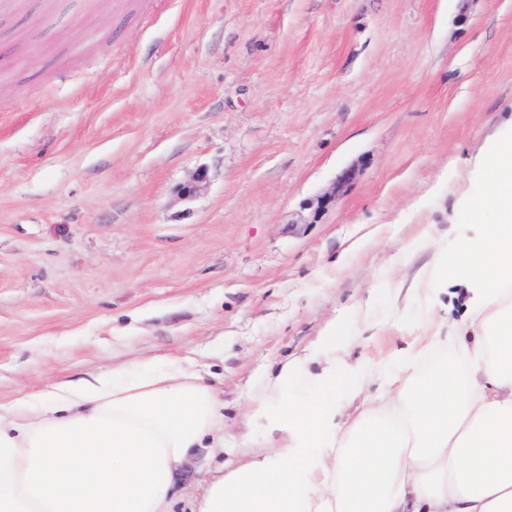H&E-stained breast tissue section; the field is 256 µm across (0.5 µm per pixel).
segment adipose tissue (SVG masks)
I'll return each mask as SVG.
<instances>
[{
  "label": "adipose tissue",
  "mask_w": 512,
  "mask_h": 512,
  "mask_svg": "<svg viewBox=\"0 0 512 512\" xmlns=\"http://www.w3.org/2000/svg\"><path fill=\"white\" fill-rule=\"evenodd\" d=\"M480 226L439 250L411 292L450 287L471 309L429 324L381 368L337 363L335 345L280 365L252 422L274 445L244 448L193 512H512V136L493 151ZM312 397L301 398L304 365ZM377 395H363L367 379ZM360 400L356 415L346 402ZM224 443L215 388L178 363L116 367L0 404V512H173L196 448Z\"/></svg>",
  "instance_id": "ef3b65f1"
}]
</instances>
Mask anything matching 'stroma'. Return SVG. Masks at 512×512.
Wrapping results in <instances>:
<instances>
[{
  "instance_id": "obj_1",
  "label": "stroma",
  "mask_w": 512,
  "mask_h": 512,
  "mask_svg": "<svg viewBox=\"0 0 512 512\" xmlns=\"http://www.w3.org/2000/svg\"><path fill=\"white\" fill-rule=\"evenodd\" d=\"M0 41L24 45L0 73V403L191 357L225 445L175 512L265 445V371L464 316L461 289L428 313L409 288L493 221L465 203L512 130V0H14Z\"/></svg>"
}]
</instances>
